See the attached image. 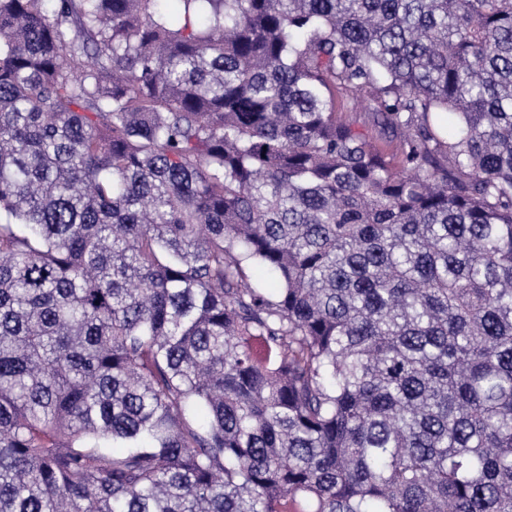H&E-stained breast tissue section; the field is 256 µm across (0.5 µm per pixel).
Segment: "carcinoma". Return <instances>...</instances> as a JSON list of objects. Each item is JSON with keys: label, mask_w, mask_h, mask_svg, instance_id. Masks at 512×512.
<instances>
[{"label": "carcinoma", "mask_w": 512, "mask_h": 512, "mask_svg": "<svg viewBox=\"0 0 512 512\" xmlns=\"http://www.w3.org/2000/svg\"><path fill=\"white\" fill-rule=\"evenodd\" d=\"M179 2L0 0V512H512V0Z\"/></svg>", "instance_id": "carcinoma-1"}]
</instances>
